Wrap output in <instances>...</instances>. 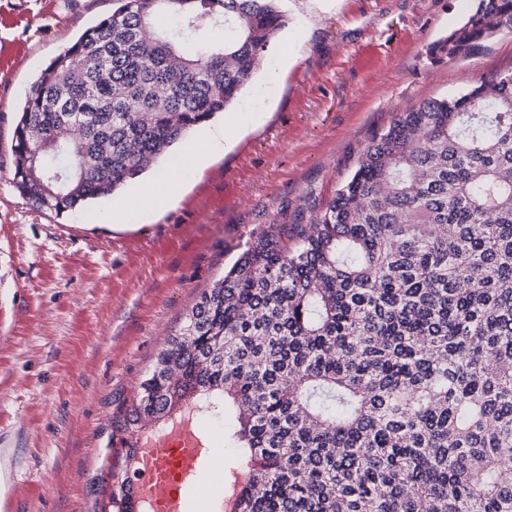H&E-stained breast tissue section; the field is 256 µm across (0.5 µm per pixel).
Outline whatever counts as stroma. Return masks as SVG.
Instances as JSON below:
<instances>
[{"instance_id": "1", "label": "stroma", "mask_w": 512, "mask_h": 512, "mask_svg": "<svg viewBox=\"0 0 512 512\" xmlns=\"http://www.w3.org/2000/svg\"><path fill=\"white\" fill-rule=\"evenodd\" d=\"M113 0H0V487L12 512H100L115 420L201 293L252 235L307 224L397 112L512 73V33L431 54L472 0H284L288 23L215 125L234 141L157 213L56 214L14 183L30 84ZM213 474L241 468L233 413L201 416Z\"/></svg>"}]
</instances>
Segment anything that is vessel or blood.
I'll use <instances>...</instances> for the list:
<instances>
[{
	"label": "vessel or blood",
	"mask_w": 512,
	"mask_h": 512,
	"mask_svg": "<svg viewBox=\"0 0 512 512\" xmlns=\"http://www.w3.org/2000/svg\"><path fill=\"white\" fill-rule=\"evenodd\" d=\"M205 454L193 423L140 442L134 477L137 501L150 502L153 512H194L181 490L185 480L200 481L205 492L213 495L224 489L223 481L205 469Z\"/></svg>",
	"instance_id": "b4317fda"
}]
</instances>
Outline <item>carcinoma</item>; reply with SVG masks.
Returning a JSON list of instances; mask_svg holds the SVG:
<instances>
[{
  "mask_svg": "<svg viewBox=\"0 0 512 512\" xmlns=\"http://www.w3.org/2000/svg\"><path fill=\"white\" fill-rule=\"evenodd\" d=\"M114 2L31 83L15 127V185L58 213L227 111L288 23L282 0ZM472 2L434 52L512 32V0ZM207 28L224 41L188 45ZM283 234L250 240L158 353L101 512H136L142 423L230 404L233 512H512V74L397 113Z\"/></svg>",
  "mask_w": 512,
  "mask_h": 512,
  "instance_id": "cac0c4a2",
  "label": "carcinoma"
}]
</instances>
